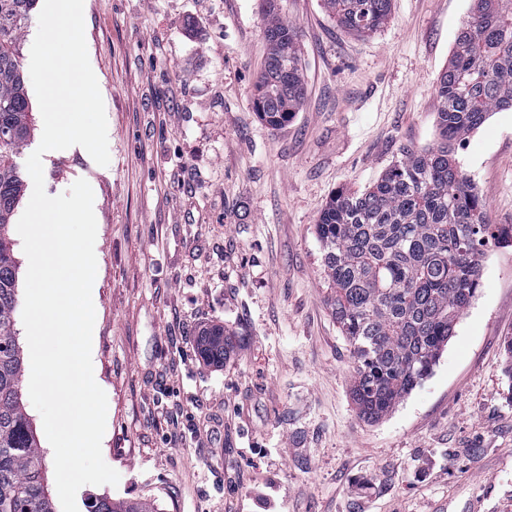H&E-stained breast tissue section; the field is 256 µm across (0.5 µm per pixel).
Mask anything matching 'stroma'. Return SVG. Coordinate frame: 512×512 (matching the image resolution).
<instances>
[{"label": "stroma", "mask_w": 512, "mask_h": 512, "mask_svg": "<svg viewBox=\"0 0 512 512\" xmlns=\"http://www.w3.org/2000/svg\"><path fill=\"white\" fill-rule=\"evenodd\" d=\"M471 0H392L375 33L321 0H277L296 26L305 97L271 128L252 89L261 0H85L110 163L42 157L47 194L94 192L96 382L118 485L76 495L158 512H512V246H481V286L433 373L384 420H361L353 359L328 301L315 223L403 149L436 146L435 88ZM457 156L512 224V111ZM235 332L221 367L194 338Z\"/></svg>", "instance_id": "stroma-1"}]
</instances>
